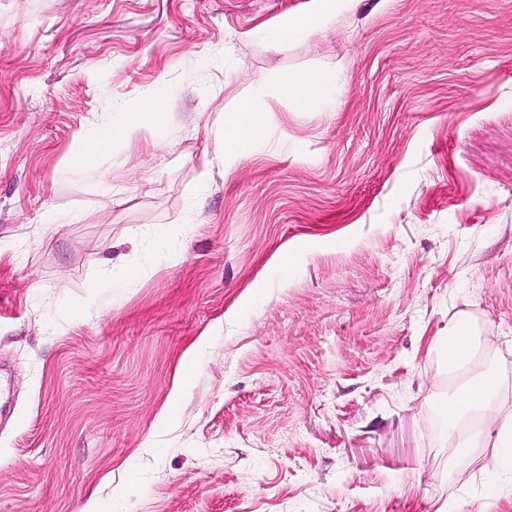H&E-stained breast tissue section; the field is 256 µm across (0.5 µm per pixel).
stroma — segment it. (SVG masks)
<instances>
[{
    "mask_svg": "<svg viewBox=\"0 0 512 512\" xmlns=\"http://www.w3.org/2000/svg\"><path fill=\"white\" fill-rule=\"evenodd\" d=\"M463 315L512 392V0H0V512H512L436 421ZM330 79L328 72L317 77L307 74L289 75L276 89L278 96L292 100L304 112H322L324 95L321 85ZM172 119L173 112H170L165 92L156 89L140 101L136 112L131 113L122 126H113L105 133L100 130L86 133L80 149L74 155V162L80 168H97L100 157L112 148L113 141L135 139L144 124L156 134L157 139L153 140V145L159 147L163 141V131ZM268 102L265 95L252 96L224 115V165L234 163L242 148L267 126Z\"/></svg>",
    "mask_w": 512,
    "mask_h": 512,
    "instance_id": "35a3bbf8",
    "label": "stroma"
}]
</instances>
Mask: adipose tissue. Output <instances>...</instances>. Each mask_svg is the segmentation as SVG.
I'll return each mask as SVG.
<instances>
[{"mask_svg": "<svg viewBox=\"0 0 512 512\" xmlns=\"http://www.w3.org/2000/svg\"><path fill=\"white\" fill-rule=\"evenodd\" d=\"M329 73L318 76L294 74L276 89L278 96L292 100L304 112L324 108L322 84ZM268 102L265 96H253L224 115V164H232L242 148L267 126ZM173 114L163 90L144 97L135 112L119 127L85 134L74 156L77 166L97 168L100 157L112 147L113 141L134 139L142 127L162 134ZM440 350L448 359L449 377L461 383L448 396L449 432L458 439V465H465L480 449L512 446V401L501 389L493 351L482 337L473 334L462 320L449 324L446 336L440 337Z\"/></svg>", "mask_w": 512, "mask_h": 512, "instance_id": "1", "label": "adipose tissue"}]
</instances>
